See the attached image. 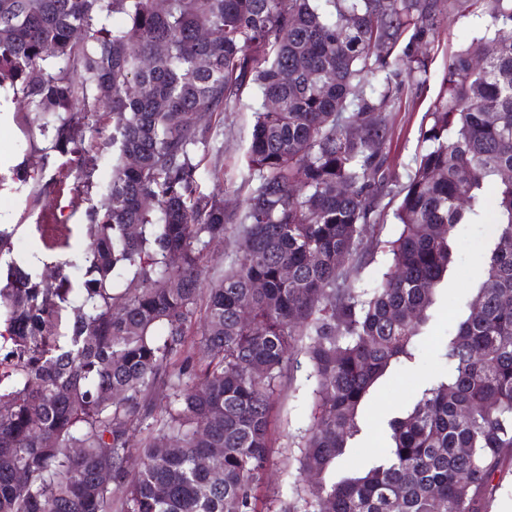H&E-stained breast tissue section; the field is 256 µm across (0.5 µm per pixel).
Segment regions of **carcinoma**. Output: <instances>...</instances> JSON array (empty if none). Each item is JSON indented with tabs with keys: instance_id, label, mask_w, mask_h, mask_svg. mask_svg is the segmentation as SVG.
Wrapping results in <instances>:
<instances>
[{
	"instance_id": "obj_1",
	"label": "carcinoma",
	"mask_w": 512,
	"mask_h": 512,
	"mask_svg": "<svg viewBox=\"0 0 512 512\" xmlns=\"http://www.w3.org/2000/svg\"><path fill=\"white\" fill-rule=\"evenodd\" d=\"M454 11L494 30L449 56L401 181L388 108L424 85ZM248 86L238 212L200 189L202 117ZM0 89L48 141L13 169L43 193L63 189L55 166L97 184L89 116L112 128L81 282L6 259L0 227V512H491L512 476V0H0ZM385 199L400 231L382 241ZM490 203L497 242L444 345L450 373L390 418L376 463L336 475L370 390L414 358L456 226ZM233 229L241 255L201 288ZM380 251L387 270L359 287ZM303 339L316 386L285 460L298 477L261 509L272 403Z\"/></svg>"
}]
</instances>
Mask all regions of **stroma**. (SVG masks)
Listing matches in <instances>:
<instances>
[{
	"label": "stroma",
	"mask_w": 512,
	"mask_h": 512,
	"mask_svg": "<svg viewBox=\"0 0 512 512\" xmlns=\"http://www.w3.org/2000/svg\"><path fill=\"white\" fill-rule=\"evenodd\" d=\"M490 20L470 14L451 15L448 25L431 53L427 82L422 93L402 100L392 110L395 136L389 162L398 176H405L413 158L421 148L419 129L424 113L436 97L450 54L472 38L488 32ZM257 96L245 91L238 107L214 117L215 136L200 168V187L203 192L223 190L228 208L239 209L245 204L247 189L242 186V158L248 148L254 121L252 105ZM43 141L37 130L17 122L12 113L0 112V170L23 162L39 160L38 150ZM78 181L68 176L63 191L43 195L37 188L21 183L6 182L0 186V224L12 229L17 259L46 255L68 265L74 277L84 273L81 249L87 232V204L77 196ZM56 214L70 229L67 246L47 247L36 226L42 215ZM458 247L452 272L445 279L438 303L432 310L427 329L414 340L415 358L397 364L373 387L363 405L360 417L361 432L354 448L343 465L359 468L372 462L387 444L386 421L396 410L411 406L416 393L428 383L445 374L448 366L442 357V347L455 329L465 305L479 281L482 254L494 240L490 224H462L457 229ZM315 380L305 355H298L279 399L275 404L276 426L271 450L273 464L266 475L268 492L288 497L296 480L294 468L283 464L296 436L305 429L313 398Z\"/></svg>",
	"instance_id": "obj_1"
}]
</instances>
